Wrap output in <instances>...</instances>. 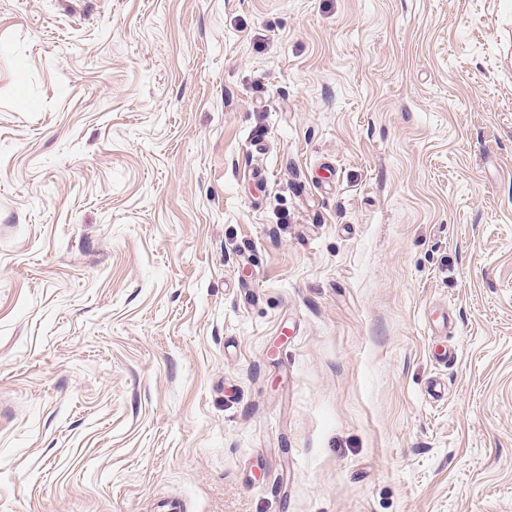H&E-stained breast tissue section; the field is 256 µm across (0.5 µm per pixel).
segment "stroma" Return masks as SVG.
<instances>
[{
  "instance_id": "obj_1",
  "label": "stroma",
  "mask_w": 512,
  "mask_h": 512,
  "mask_svg": "<svg viewBox=\"0 0 512 512\" xmlns=\"http://www.w3.org/2000/svg\"><path fill=\"white\" fill-rule=\"evenodd\" d=\"M174 496L512 512V0H0V512Z\"/></svg>"
}]
</instances>
